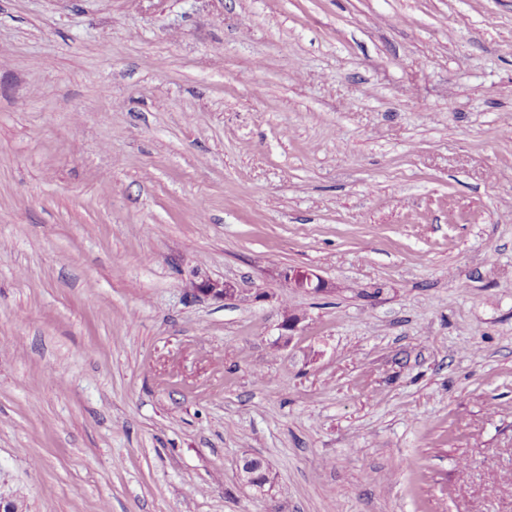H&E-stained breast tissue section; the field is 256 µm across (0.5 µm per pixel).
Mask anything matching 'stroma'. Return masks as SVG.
Instances as JSON below:
<instances>
[{
	"label": "stroma",
	"instance_id": "1",
	"mask_svg": "<svg viewBox=\"0 0 512 512\" xmlns=\"http://www.w3.org/2000/svg\"><path fill=\"white\" fill-rule=\"evenodd\" d=\"M0 496L512 512V0H0ZM288 288L298 292L326 293L331 289L329 283L311 269L291 266L281 274ZM193 289L197 294L222 300H240L244 297V292L240 290V288H237L234 284L226 281L219 282L206 279L195 284V288Z\"/></svg>",
	"mask_w": 512,
	"mask_h": 512
}]
</instances>
